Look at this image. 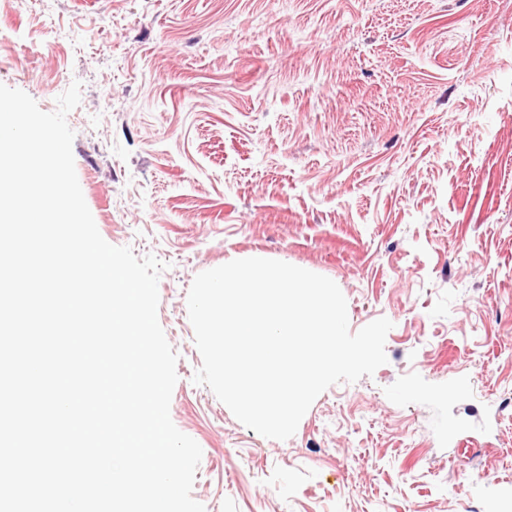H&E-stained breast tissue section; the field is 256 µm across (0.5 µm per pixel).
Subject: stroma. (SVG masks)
<instances>
[{
  "instance_id": "stroma-1",
  "label": "stroma",
  "mask_w": 512,
  "mask_h": 512,
  "mask_svg": "<svg viewBox=\"0 0 512 512\" xmlns=\"http://www.w3.org/2000/svg\"><path fill=\"white\" fill-rule=\"evenodd\" d=\"M76 81L96 226L166 265L206 512H512V0H0V84ZM257 255L393 324L285 440L193 381L195 276Z\"/></svg>"
}]
</instances>
